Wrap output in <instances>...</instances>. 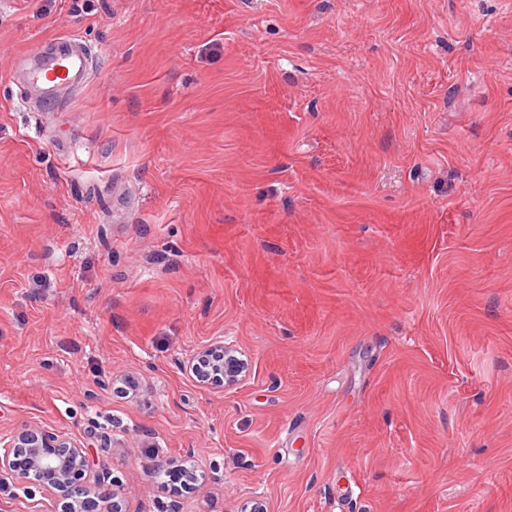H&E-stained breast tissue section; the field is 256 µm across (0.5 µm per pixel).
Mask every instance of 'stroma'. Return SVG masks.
Here are the masks:
<instances>
[{
  "label": "stroma",
  "instance_id": "stroma-1",
  "mask_svg": "<svg viewBox=\"0 0 512 512\" xmlns=\"http://www.w3.org/2000/svg\"><path fill=\"white\" fill-rule=\"evenodd\" d=\"M64 36L93 67L41 97ZM222 336L249 374L208 389ZM23 428L124 512H512V0H0ZM241 349L224 338L199 350L183 369L203 387L230 389L241 384L248 376V362ZM200 362L205 368L200 366Z\"/></svg>",
  "mask_w": 512,
  "mask_h": 512
}]
</instances>
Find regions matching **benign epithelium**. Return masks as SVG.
<instances>
[{
	"mask_svg": "<svg viewBox=\"0 0 512 512\" xmlns=\"http://www.w3.org/2000/svg\"><path fill=\"white\" fill-rule=\"evenodd\" d=\"M183 369L203 387L230 389L248 376V362L237 345L219 340L199 350ZM90 446L64 434L23 429L0 443V482L11 479L38 488L58 501L60 512H83L97 499L93 483L100 471Z\"/></svg>",
	"mask_w": 512,
	"mask_h": 512,
	"instance_id": "obj_1",
	"label": "benign epithelium"
}]
</instances>
